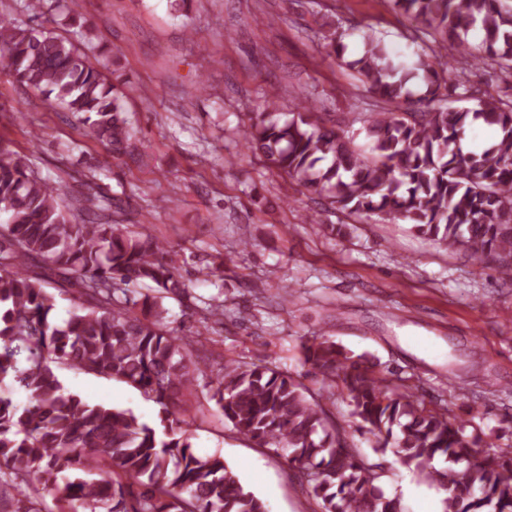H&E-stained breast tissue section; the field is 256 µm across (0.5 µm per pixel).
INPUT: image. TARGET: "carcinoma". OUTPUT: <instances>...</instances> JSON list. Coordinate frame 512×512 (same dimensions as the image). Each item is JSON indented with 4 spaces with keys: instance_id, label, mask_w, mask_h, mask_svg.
I'll return each instance as SVG.
<instances>
[{
    "instance_id": "cac0c4a2",
    "label": "carcinoma",
    "mask_w": 512,
    "mask_h": 512,
    "mask_svg": "<svg viewBox=\"0 0 512 512\" xmlns=\"http://www.w3.org/2000/svg\"><path fill=\"white\" fill-rule=\"evenodd\" d=\"M417 21L412 65L383 38L363 35L346 58L349 32L334 30L336 60L376 99L358 132L316 111L303 91L295 111L259 112L243 131L266 167L341 213L407 223L479 264L512 271V99L485 93L477 105L466 66L512 75V0H394ZM478 29L483 38L469 42ZM0 54L9 76L79 117L115 160L148 166L131 148L123 95L70 37L0 16ZM485 124L496 138L464 151L466 129ZM366 141L354 143L357 135ZM122 201L85 197L73 220L28 157L0 141V512H267L217 456L193 450L197 414L212 403L224 423L260 448L288 451L322 512H401L385 497L381 462L371 463L329 421L310 389L276 365L226 361L215 378L201 365L197 332L169 326L163 299L186 294L163 240L137 224H115ZM60 284L72 302L58 324ZM150 292L134 298L139 285ZM206 321L224 305L204 302ZM328 388L341 382L350 415L404 466L448 492L444 512H512V457L482 451L448 411L369 374L329 338L304 344ZM64 366L127 384L159 406L161 428L129 410L92 405L64 390ZM344 367L336 378V368ZM28 393L18 404L6 383ZM437 459L447 466L435 467ZM55 490V508L42 491Z\"/></svg>"
}]
</instances>
